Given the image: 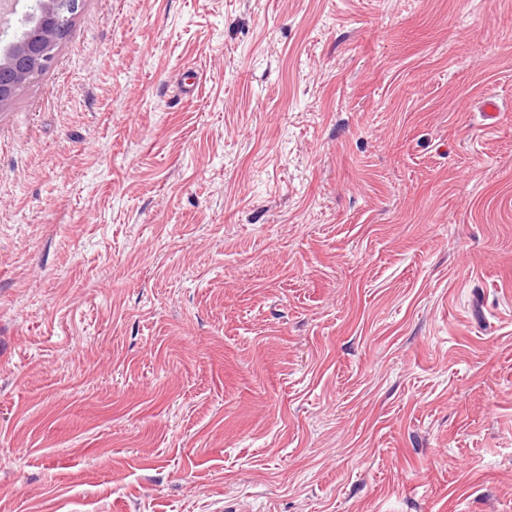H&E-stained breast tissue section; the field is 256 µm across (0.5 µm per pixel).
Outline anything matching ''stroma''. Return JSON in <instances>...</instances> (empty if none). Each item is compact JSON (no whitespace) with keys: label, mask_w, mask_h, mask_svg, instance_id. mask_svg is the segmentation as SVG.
Returning <instances> with one entry per match:
<instances>
[{"label":"stroma","mask_w":512,"mask_h":512,"mask_svg":"<svg viewBox=\"0 0 512 512\" xmlns=\"http://www.w3.org/2000/svg\"><path fill=\"white\" fill-rule=\"evenodd\" d=\"M0 512H512V0H83L0 110Z\"/></svg>","instance_id":"1"}]
</instances>
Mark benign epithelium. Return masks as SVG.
<instances>
[{
  "mask_svg": "<svg viewBox=\"0 0 512 512\" xmlns=\"http://www.w3.org/2000/svg\"><path fill=\"white\" fill-rule=\"evenodd\" d=\"M79 5L78 0H33L28 13L31 25L0 53V109L27 81L51 65Z\"/></svg>",
  "mask_w": 512,
  "mask_h": 512,
  "instance_id": "7a95c632",
  "label": "benign epithelium"
}]
</instances>
